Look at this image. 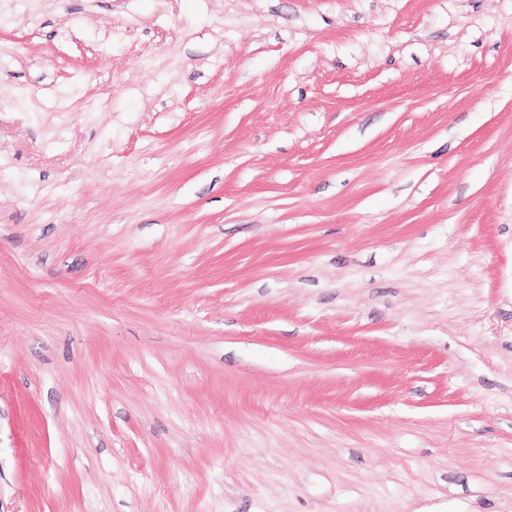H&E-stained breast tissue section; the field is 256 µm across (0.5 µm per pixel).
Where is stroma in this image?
Returning a JSON list of instances; mask_svg holds the SVG:
<instances>
[{"label":"stroma","instance_id":"obj_1","mask_svg":"<svg viewBox=\"0 0 512 512\" xmlns=\"http://www.w3.org/2000/svg\"><path fill=\"white\" fill-rule=\"evenodd\" d=\"M0 512H512V0H0Z\"/></svg>","mask_w":512,"mask_h":512}]
</instances>
